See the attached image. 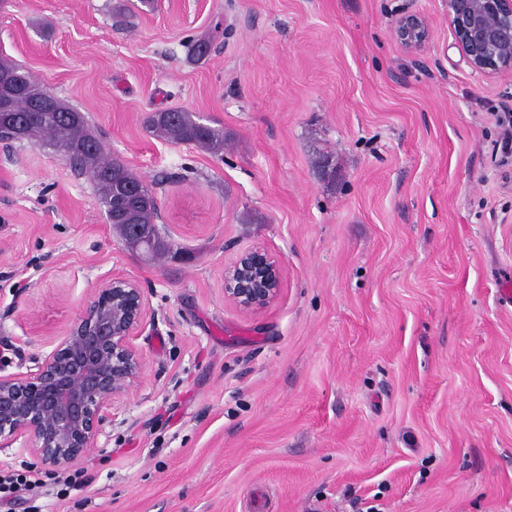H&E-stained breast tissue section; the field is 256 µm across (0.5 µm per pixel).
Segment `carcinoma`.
Returning <instances> with one entry per match:
<instances>
[{
    "label": "carcinoma",
    "instance_id": "obj_1",
    "mask_svg": "<svg viewBox=\"0 0 512 512\" xmlns=\"http://www.w3.org/2000/svg\"><path fill=\"white\" fill-rule=\"evenodd\" d=\"M0 69L15 85L13 112L37 120L41 143L66 155L76 170L89 177L99 204L105 215L112 217L113 230L119 237L126 238L124 225L129 218L143 229H153L158 206L151 190L124 163L105 153L102 143L90 132L85 116L71 118L79 109L61 101L53 112L33 111V98L43 88L10 60L1 58ZM148 126L171 143L194 145L215 155L224 151V129L205 127L186 110H174L170 115L160 112Z\"/></svg>",
    "mask_w": 512,
    "mask_h": 512
}]
</instances>
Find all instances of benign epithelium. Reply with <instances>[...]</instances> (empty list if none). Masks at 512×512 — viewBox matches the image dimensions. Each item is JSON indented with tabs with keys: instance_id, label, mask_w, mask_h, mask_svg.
Wrapping results in <instances>:
<instances>
[{
	"instance_id": "1",
	"label": "benign epithelium",
	"mask_w": 512,
	"mask_h": 512,
	"mask_svg": "<svg viewBox=\"0 0 512 512\" xmlns=\"http://www.w3.org/2000/svg\"><path fill=\"white\" fill-rule=\"evenodd\" d=\"M454 45L472 71L494 78L512 73V0H445ZM394 33L401 47L419 54L430 42L432 22L400 15ZM0 120L30 144L37 128L12 114L0 94ZM281 280L279 261L244 251L224 266V298L244 312L266 306ZM151 316L138 284L115 276L103 281L79 318L37 371L0 376V448L30 440L36 463L57 471L77 465L95 448L110 409L143 378L146 361L133 339Z\"/></svg>"
}]
</instances>
